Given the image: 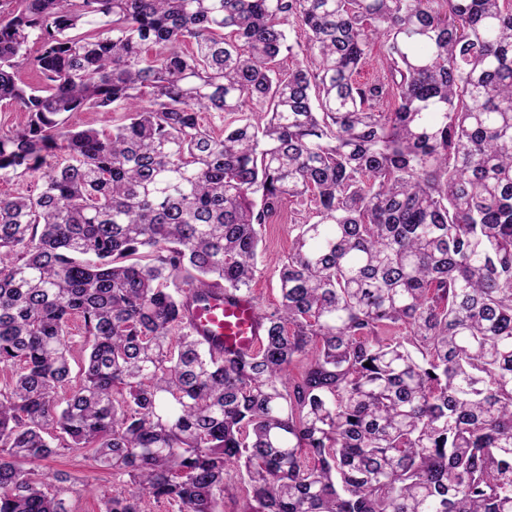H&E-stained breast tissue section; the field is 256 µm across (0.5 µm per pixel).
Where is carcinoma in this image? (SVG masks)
I'll return each instance as SVG.
<instances>
[{
  "label": "carcinoma",
  "instance_id": "1",
  "mask_svg": "<svg viewBox=\"0 0 512 512\" xmlns=\"http://www.w3.org/2000/svg\"><path fill=\"white\" fill-rule=\"evenodd\" d=\"M0 101V178L46 169L0 196V512H70L66 451L100 512H512V0H0ZM294 197L218 356L192 305ZM109 116L101 112H71L68 114V124L72 127L83 129L87 127L103 128L109 124ZM44 172L45 169L26 175L24 178L0 180V195H12L36 189L43 181ZM306 215L304 207L294 198L286 199L280 214L263 230V258L252 282L254 295L261 302L262 310L272 311L279 302L278 264L288 254L293 235L291 225ZM43 469L61 471L76 479L79 494H69L71 512H99L100 494L112 490V474L93 465L81 453H71L42 462ZM87 485V486H85Z\"/></svg>",
  "mask_w": 512,
  "mask_h": 512
}]
</instances>
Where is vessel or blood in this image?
Segmentation results:
<instances>
[{
  "label": "vessel or blood",
  "mask_w": 512,
  "mask_h": 512,
  "mask_svg": "<svg viewBox=\"0 0 512 512\" xmlns=\"http://www.w3.org/2000/svg\"><path fill=\"white\" fill-rule=\"evenodd\" d=\"M190 321L199 334L226 353L248 354L260 344L258 307L249 296L228 298L223 290H214L208 303L193 307Z\"/></svg>",
  "instance_id": "vessel-or-blood-1"
}]
</instances>
